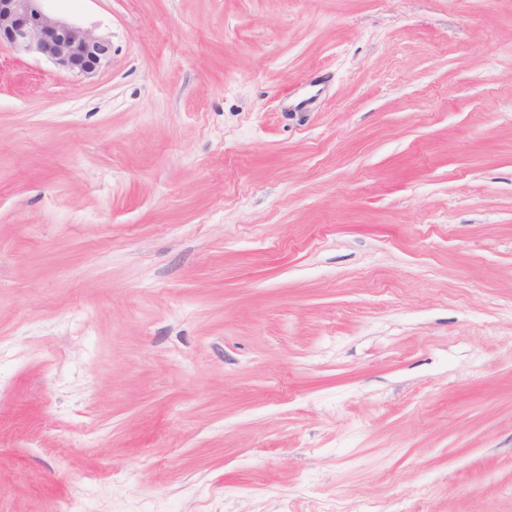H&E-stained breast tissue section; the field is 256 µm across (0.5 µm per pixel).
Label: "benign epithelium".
Wrapping results in <instances>:
<instances>
[{"instance_id": "7a95c632", "label": "benign epithelium", "mask_w": 512, "mask_h": 512, "mask_svg": "<svg viewBox=\"0 0 512 512\" xmlns=\"http://www.w3.org/2000/svg\"><path fill=\"white\" fill-rule=\"evenodd\" d=\"M43 0H0V45L50 61L76 77L95 75L111 58V43L48 13Z\"/></svg>"}]
</instances>
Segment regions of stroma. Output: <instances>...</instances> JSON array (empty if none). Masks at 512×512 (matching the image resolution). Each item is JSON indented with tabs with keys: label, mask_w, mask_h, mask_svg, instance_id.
<instances>
[{
	"label": "stroma",
	"mask_w": 512,
	"mask_h": 512,
	"mask_svg": "<svg viewBox=\"0 0 512 512\" xmlns=\"http://www.w3.org/2000/svg\"><path fill=\"white\" fill-rule=\"evenodd\" d=\"M0 48V512H512V0H46ZM46 0H0V45L50 61L76 77L95 75L111 58V43L48 13Z\"/></svg>",
	"instance_id": "35a3bbf8"
}]
</instances>
